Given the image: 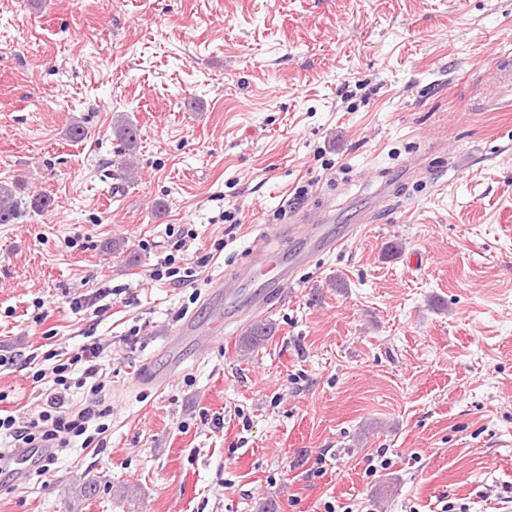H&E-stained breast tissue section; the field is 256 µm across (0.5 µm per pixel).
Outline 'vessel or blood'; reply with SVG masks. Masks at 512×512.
Masks as SVG:
<instances>
[{"label": "vessel or blood", "instance_id": "vessel-or-blood-1", "mask_svg": "<svg viewBox=\"0 0 512 512\" xmlns=\"http://www.w3.org/2000/svg\"><path fill=\"white\" fill-rule=\"evenodd\" d=\"M301 237L306 248L292 258L258 250L254 252L248 265L241 268L233 278L225 280L223 297L230 320L234 321L243 316L257 317L266 309L272 292L293 283L297 268L306 264L315 253L331 252L339 245L338 239L332 237L312 218L308 219ZM244 282L255 286L254 291L245 296L239 291L241 283Z\"/></svg>", "mask_w": 512, "mask_h": 512}]
</instances>
